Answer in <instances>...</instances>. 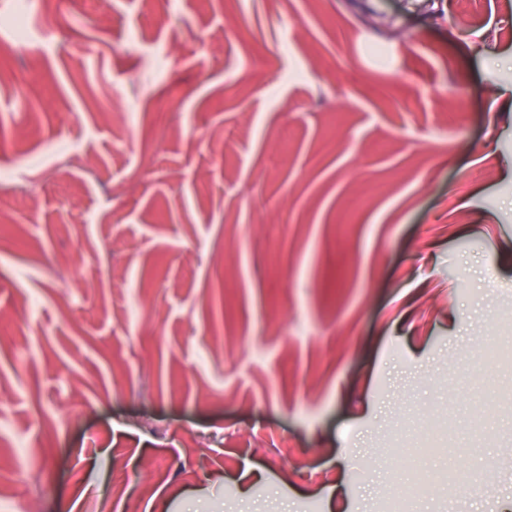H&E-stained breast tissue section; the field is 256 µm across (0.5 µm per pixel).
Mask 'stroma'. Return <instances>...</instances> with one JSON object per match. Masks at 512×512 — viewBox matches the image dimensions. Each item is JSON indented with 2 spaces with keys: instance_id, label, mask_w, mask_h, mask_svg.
<instances>
[{
  "instance_id": "obj_1",
  "label": "stroma",
  "mask_w": 512,
  "mask_h": 512,
  "mask_svg": "<svg viewBox=\"0 0 512 512\" xmlns=\"http://www.w3.org/2000/svg\"><path fill=\"white\" fill-rule=\"evenodd\" d=\"M492 341L512 0H0V505L500 512Z\"/></svg>"
}]
</instances>
